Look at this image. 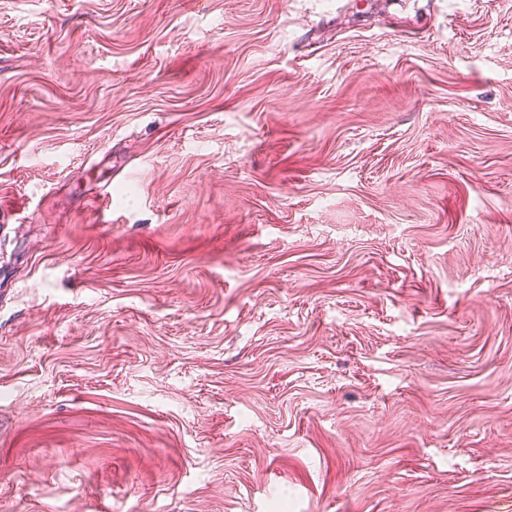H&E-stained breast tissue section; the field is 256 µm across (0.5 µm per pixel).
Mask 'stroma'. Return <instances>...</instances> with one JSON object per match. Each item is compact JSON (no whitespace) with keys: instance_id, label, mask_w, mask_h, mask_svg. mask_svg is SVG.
Returning <instances> with one entry per match:
<instances>
[{"instance_id":"1","label":"stroma","mask_w":512,"mask_h":512,"mask_svg":"<svg viewBox=\"0 0 512 512\" xmlns=\"http://www.w3.org/2000/svg\"><path fill=\"white\" fill-rule=\"evenodd\" d=\"M0 512H512V0H0Z\"/></svg>"}]
</instances>
